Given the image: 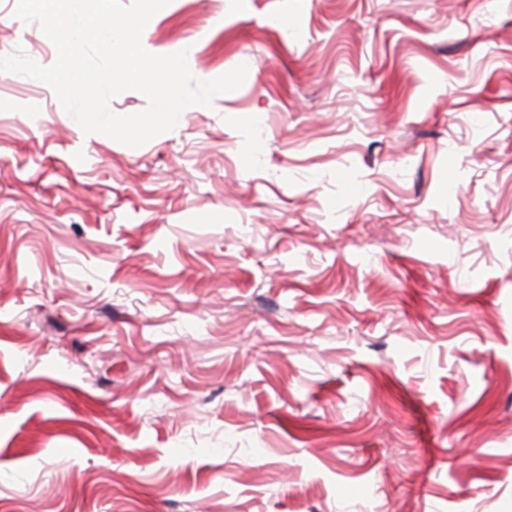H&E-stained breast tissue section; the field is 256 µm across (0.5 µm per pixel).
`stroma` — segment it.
I'll use <instances>...</instances> for the list:
<instances>
[{"label":"stroma","instance_id":"35a3bbf8","mask_svg":"<svg viewBox=\"0 0 512 512\" xmlns=\"http://www.w3.org/2000/svg\"><path fill=\"white\" fill-rule=\"evenodd\" d=\"M142 45L248 74L137 148L0 79V512H512V0H170Z\"/></svg>","mask_w":512,"mask_h":512}]
</instances>
